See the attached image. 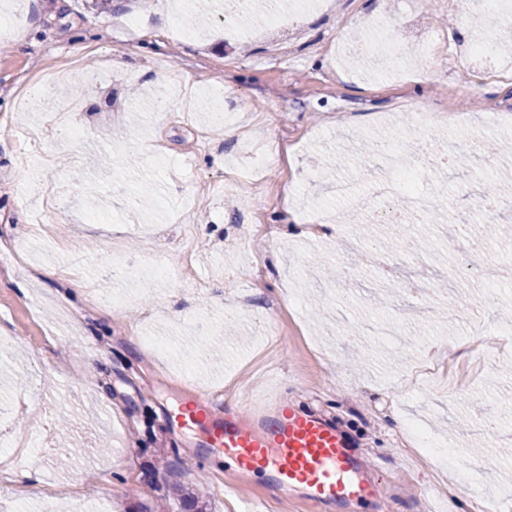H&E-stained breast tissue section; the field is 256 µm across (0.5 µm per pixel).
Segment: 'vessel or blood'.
Masks as SVG:
<instances>
[{
    "instance_id": "obj_1",
    "label": "vessel or blood",
    "mask_w": 512,
    "mask_h": 512,
    "mask_svg": "<svg viewBox=\"0 0 512 512\" xmlns=\"http://www.w3.org/2000/svg\"><path fill=\"white\" fill-rule=\"evenodd\" d=\"M169 421L200 428L203 452L210 459L233 457L240 469L265 473L281 492L302 490L315 507L385 497L381 480L357 476L358 461L342 431L282 400L263 402L245 425L218 412L215 402L202 394L171 413Z\"/></svg>"
}]
</instances>
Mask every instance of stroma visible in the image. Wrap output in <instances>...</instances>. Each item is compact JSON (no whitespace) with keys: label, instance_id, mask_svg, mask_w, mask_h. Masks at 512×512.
Masks as SVG:
<instances>
[{"label":"stroma","instance_id":"35a3bbf8","mask_svg":"<svg viewBox=\"0 0 512 512\" xmlns=\"http://www.w3.org/2000/svg\"><path fill=\"white\" fill-rule=\"evenodd\" d=\"M404 2L384 11L379 0H320L292 20L293 39L269 24L266 0H254L235 35L209 2L207 24L185 39L174 0H112L103 14L85 0H8L24 42L0 34V244L26 240L35 274L0 273V336L14 339L0 348V431L50 425L72 456L63 468L54 456L7 467L0 512H179V488L202 495L207 512H312L300 496L202 459V433L167 424L200 390L243 421L273 394L320 412L379 462L390 512L446 505L442 484L457 480L406 448L409 421L454 439L465 463L483 462L473 481L489 512L512 489V287L500 277L512 268V236L489 240L481 270L462 264L455 241L478 234L471 202L490 187L477 167L443 164L456 142L447 125L411 137L414 121L401 112L407 101L464 111L455 89L473 75L447 54L425 78L407 65L402 82L390 59L333 53L386 12L404 45L420 46L423 28L447 41L448 0H426L420 27ZM71 58L84 74L112 72L81 86L87 108L73 120L86 136L46 140L51 168L20 167L24 134L49 126L51 112L19 108L14 92L39 91L42 72ZM177 75L196 93L190 119L136 110ZM217 94L231 126L209 107ZM392 132L406 135V160L427 172L421 193L448 218L420 225L413 249H397L396 271L385 272L369 260L379 242L354 225L328 224L310 239L284 207L344 211L322 170L347 177L364 142ZM505 141L512 128L475 116L467 148L493 160L501 184L512 179ZM50 178L68 188L53 205L23 190ZM144 186L155 203L131 218ZM188 228L200 288L180 280ZM469 322L489 361L469 394L452 399L417 370L442 359ZM72 352L83 356L76 372L62 360ZM21 400L28 409L14 414Z\"/></svg>","mask_w":512,"mask_h":512}]
</instances>
